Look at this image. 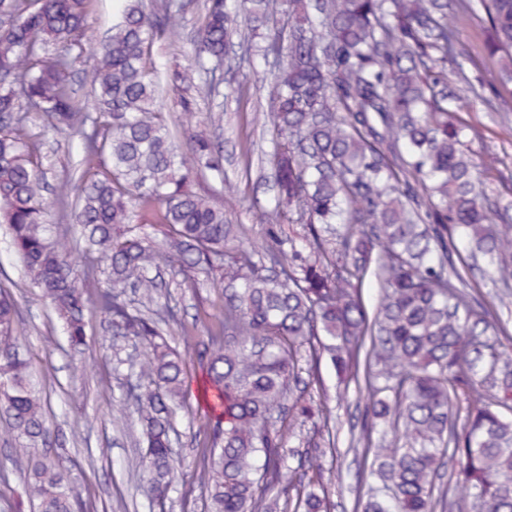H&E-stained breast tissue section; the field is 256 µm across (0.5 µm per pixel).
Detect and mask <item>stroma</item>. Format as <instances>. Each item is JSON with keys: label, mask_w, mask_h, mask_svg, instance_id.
<instances>
[{"label": "stroma", "mask_w": 512, "mask_h": 512, "mask_svg": "<svg viewBox=\"0 0 512 512\" xmlns=\"http://www.w3.org/2000/svg\"><path fill=\"white\" fill-rule=\"evenodd\" d=\"M175 36L162 37L152 50L160 73L187 65L193 58V39L200 24L198 15L172 19ZM462 41L471 45L473 56L465 63L464 75L449 72L448 86L458 90L464 80L481 82L482 97L460 118L480 128L482 138L472 148L481 165L482 178L490 194L512 189V101L499 100L491 83L495 64L482 49L478 25L466 22L459 29ZM262 56L252 65L224 71L225 88L237 89V96L224 103L207 99L204 89L191 90L197 106L183 111L181 93L167 89L162 105L170 117L179 141L199 131L201 124L219 125L223 134V178H210L216 204L222 205L233 224H242L254 240L269 238L263 213L274 204V175L267 154L271 148L270 108L256 82L255 72L264 70ZM76 148L61 135L47 134L41 147V171L49 185H56L73 171ZM237 186L234 196H225L220 181ZM0 284L9 287L19 307L17 334L28 351L37 380L44 386L50 406L49 429L52 453L68 469L77 492L88 504V512H148L141 487L145 474L140 466V433L135 409L128 399L127 370L119 366L125 358L124 346L103 347V316L94 310L86 314V341L82 350L70 348L61 324L44 300L39 288L30 283L23 265L13 252L4 225L0 224ZM177 303V322L168 330L172 346L185 352L190 371L199 368L197 346L205 341L207 330L224 303V290L218 273H199L191 288L170 284ZM81 375H74V368ZM320 385L311 392L315 404L331 413L329 423L307 422L301 435L288 434L284 445L288 463L297 466L304 455L306 440H320L326 433L336 436L335 453L322 459L321 484L332 502L330 512H355L359 498L365 497L367 482L361 481L371 455L366 448L349 445V431L360 425L366 390L342 388L328 360H320ZM203 425V413L194 397H187L174 417L177 432L174 446L178 453L176 479L170 493L168 512H206L197 478L198 448L195 440ZM7 422L0 416V512H19L27 460L14 443L5 442ZM109 449L99 457V449Z\"/></svg>", "instance_id": "stroma-1"}]
</instances>
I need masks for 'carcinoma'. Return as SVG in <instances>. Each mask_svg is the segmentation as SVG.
<instances>
[{
	"label": "carcinoma",
	"instance_id": "obj_1",
	"mask_svg": "<svg viewBox=\"0 0 512 512\" xmlns=\"http://www.w3.org/2000/svg\"><path fill=\"white\" fill-rule=\"evenodd\" d=\"M93 2L0 0V223L72 347L85 344L93 307L109 323L103 335L150 349L129 370L151 509L166 512L171 405L194 381L207 426L198 479L208 512H276L294 483L275 416L288 411L292 433L321 413L294 388L319 383L313 368L303 381L299 363L324 352L348 383L359 382L365 357L361 439L382 487L358 502L360 512H434L435 480L449 461L470 512H512V337L476 310L468 270L454 261L459 240L493 285L512 288V201L486 195L465 148L479 131L457 114L478 89L450 91L446 80L448 65L471 56L458 38L469 17L496 59L498 95L512 99V0H284L293 21L286 36L265 33L264 54L279 65L260 77L278 200L264 222L304 225L306 255L288 238L241 244L243 225L227 223L198 187L219 170L216 131L189 137L190 166L162 111L152 46L195 0H162L157 12L121 0L118 21L90 53L88 103L69 74L85 53ZM273 4L240 0L251 31L268 23ZM234 22L229 0H205L194 62L173 70L171 84L203 77L218 90ZM32 112L82 146L77 179L53 188L82 228L75 255L44 224ZM88 258L106 265L105 286L93 292ZM163 269L187 285L198 270L221 272L224 312L195 376L156 320L121 299L131 288L157 302ZM369 271L381 288L371 316L360 293ZM16 320L1 285L0 411L29 451L23 494L33 512H86L47 450V403ZM263 487L277 497L258 500ZM303 507L328 512L325 491H307Z\"/></svg>",
	"mask_w": 512,
	"mask_h": 512
}]
</instances>
